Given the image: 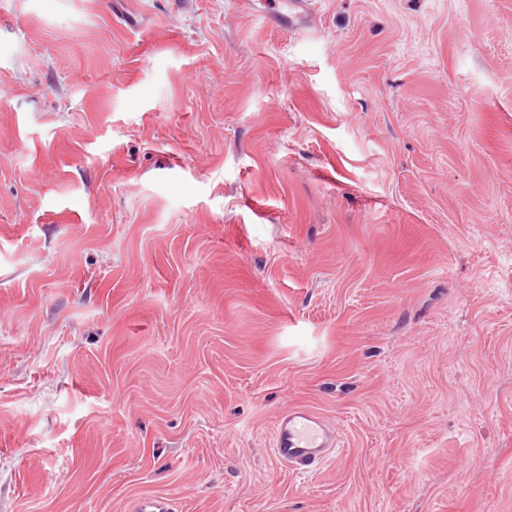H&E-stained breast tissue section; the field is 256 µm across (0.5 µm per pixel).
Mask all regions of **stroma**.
Masks as SVG:
<instances>
[{"mask_svg": "<svg viewBox=\"0 0 512 512\" xmlns=\"http://www.w3.org/2000/svg\"><path fill=\"white\" fill-rule=\"evenodd\" d=\"M311 2L0 0V512H512V0ZM308 0H291L288 2V12L276 11L278 3L273 2L269 10L268 21L271 25L282 30H291L309 21L311 11ZM335 428L316 412L305 408H290L277 420L274 455L295 471H317L330 457L336 446Z\"/></svg>", "mask_w": 512, "mask_h": 512, "instance_id": "obj_1", "label": "stroma"}]
</instances>
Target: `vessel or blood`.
Masks as SVG:
<instances>
[{"label":"vessel or blood","mask_w":512,"mask_h":512,"mask_svg":"<svg viewBox=\"0 0 512 512\" xmlns=\"http://www.w3.org/2000/svg\"><path fill=\"white\" fill-rule=\"evenodd\" d=\"M309 0H289L287 11H271V25L291 30L309 21ZM336 433L316 412L295 407L277 420L273 452L278 460L295 471H317L330 457L335 446Z\"/></svg>","instance_id":"vessel-or-blood-1"}]
</instances>
